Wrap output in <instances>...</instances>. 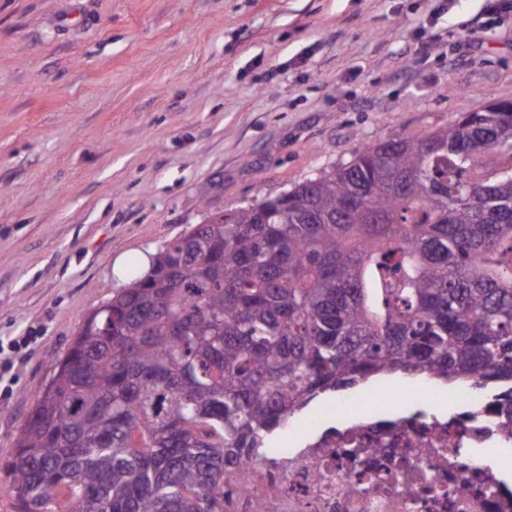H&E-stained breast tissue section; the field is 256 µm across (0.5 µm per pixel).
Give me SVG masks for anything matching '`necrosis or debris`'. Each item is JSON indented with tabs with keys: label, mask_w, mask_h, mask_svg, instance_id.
<instances>
[{
	"label": "necrosis or debris",
	"mask_w": 512,
	"mask_h": 512,
	"mask_svg": "<svg viewBox=\"0 0 512 512\" xmlns=\"http://www.w3.org/2000/svg\"><path fill=\"white\" fill-rule=\"evenodd\" d=\"M430 392L368 389L294 419L304 445L226 475V512H512V481L488 454L512 453L494 397L448 389L442 418L422 411Z\"/></svg>",
	"instance_id": "necrosis-or-debris-1"
}]
</instances>
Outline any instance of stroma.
<instances>
[{
	"mask_svg": "<svg viewBox=\"0 0 512 512\" xmlns=\"http://www.w3.org/2000/svg\"><path fill=\"white\" fill-rule=\"evenodd\" d=\"M512 100L484 0H0V463L84 319L170 239Z\"/></svg>",
	"mask_w": 512,
	"mask_h": 512,
	"instance_id": "obj_1",
	"label": "stroma"
}]
</instances>
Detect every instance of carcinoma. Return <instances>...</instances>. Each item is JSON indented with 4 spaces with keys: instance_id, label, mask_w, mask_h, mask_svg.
I'll list each match as a JSON object with an SVG mask.
<instances>
[{
    "instance_id": "obj_1",
    "label": "carcinoma",
    "mask_w": 512,
    "mask_h": 512,
    "mask_svg": "<svg viewBox=\"0 0 512 512\" xmlns=\"http://www.w3.org/2000/svg\"><path fill=\"white\" fill-rule=\"evenodd\" d=\"M502 105L166 243L54 361L3 465L17 512H224V472L374 374L496 390L512 428Z\"/></svg>"
}]
</instances>
